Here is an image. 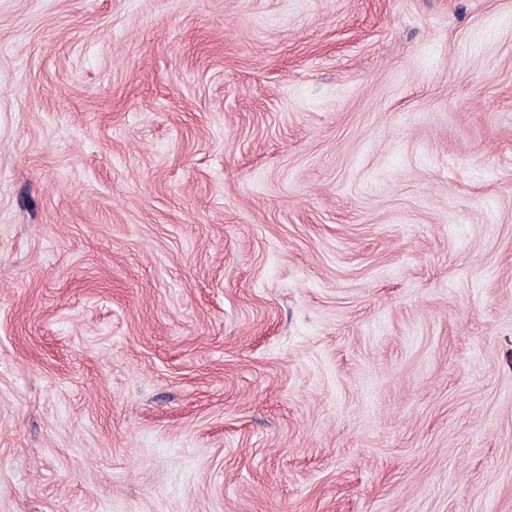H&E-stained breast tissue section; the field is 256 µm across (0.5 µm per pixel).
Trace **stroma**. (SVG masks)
I'll return each mask as SVG.
<instances>
[{"label":"stroma","mask_w":512,"mask_h":512,"mask_svg":"<svg viewBox=\"0 0 512 512\" xmlns=\"http://www.w3.org/2000/svg\"><path fill=\"white\" fill-rule=\"evenodd\" d=\"M0 512H512V0H0Z\"/></svg>","instance_id":"stroma-1"}]
</instances>
